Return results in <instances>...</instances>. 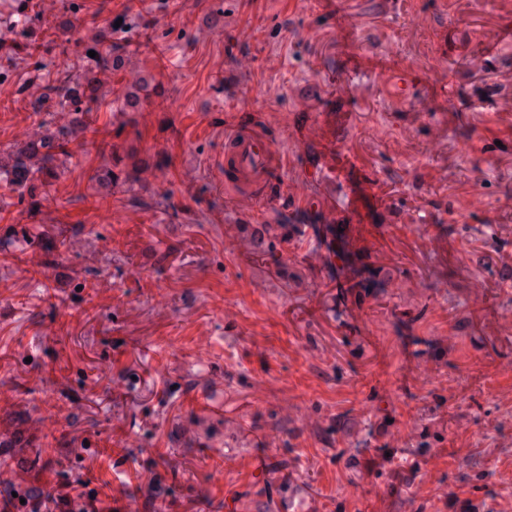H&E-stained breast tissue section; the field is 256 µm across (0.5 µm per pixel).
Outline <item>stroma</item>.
Instances as JSON below:
<instances>
[{
	"label": "stroma",
	"mask_w": 512,
	"mask_h": 512,
	"mask_svg": "<svg viewBox=\"0 0 512 512\" xmlns=\"http://www.w3.org/2000/svg\"><path fill=\"white\" fill-rule=\"evenodd\" d=\"M73 3L80 40L128 20L124 73L72 52L62 0H0V458L15 489L54 480L43 465L75 437L100 500L138 512L156 495L167 512H512V0ZM27 33L39 54L20 50ZM374 58L412 74L410 102ZM88 73L112 144L78 139L31 207L8 160L75 114L30 103ZM146 74L156 93L122 111ZM231 123L270 131L287 160L273 198L242 212L215 165ZM117 150L137 180L91 181ZM345 156L366 192L349 236L387 271L380 288H348L330 232ZM47 247L41 282L26 261ZM51 405L68 422L52 442Z\"/></svg>",
	"instance_id": "obj_1"
}]
</instances>
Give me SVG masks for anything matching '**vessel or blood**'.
<instances>
[{"instance_id": "1", "label": "vessel or blood", "mask_w": 512, "mask_h": 512, "mask_svg": "<svg viewBox=\"0 0 512 512\" xmlns=\"http://www.w3.org/2000/svg\"><path fill=\"white\" fill-rule=\"evenodd\" d=\"M217 163L235 204L266 199L282 168V158L271 136L256 125L225 128L224 146L217 155Z\"/></svg>"}]
</instances>
